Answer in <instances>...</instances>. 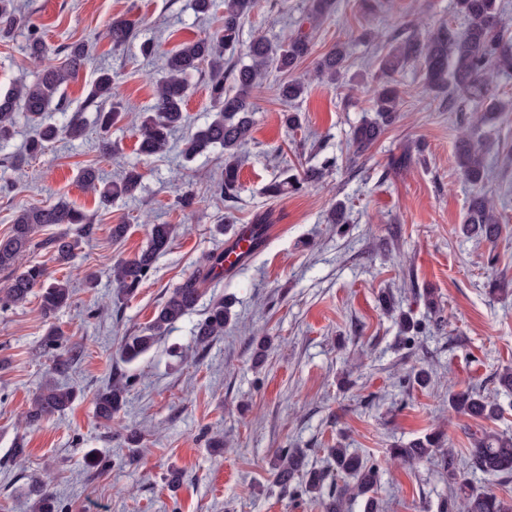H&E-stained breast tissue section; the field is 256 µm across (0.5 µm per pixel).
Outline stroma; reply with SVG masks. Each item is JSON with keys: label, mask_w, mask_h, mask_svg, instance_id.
<instances>
[{"label": "stroma", "mask_w": 512, "mask_h": 512, "mask_svg": "<svg viewBox=\"0 0 512 512\" xmlns=\"http://www.w3.org/2000/svg\"><path fill=\"white\" fill-rule=\"evenodd\" d=\"M30 26L55 48L82 41L87 57L68 84L64 110L45 119L62 125L65 110L83 106L97 73H112L128 108L109 135L88 128L71 141L58 138L45 154L13 167L33 126L19 114L16 133L0 148V236L16 212L65 198L83 211L93 232L73 266L41 248L26 261L70 279V306L45 319L39 299L0 309V512H33L34 486L55 498V512H323V499L283 490L270 463L281 448L306 449L310 464L332 470L328 449L342 447L379 470L382 512H441L452 487L437 459L411 466L391 459L390 448L440 430L444 444L466 457L469 435L480 421L448 405L449 389L475 387L497 397L502 413L493 430L512 434V392L497 375L512 367V295L490 296L491 277H512V160L489 154L486 186L503 216L497 244L466 238L460 226L472 193L454 163L456 139L467 133L466 115L439 107L418 68L400 77L403 98L396 122L361 156L352 131L370 107L366 87L375 83L376 55L400 28L426 34L440 22L460 25L453 0H379L366 11L360 0H336L334 14L310 25L312 56L294 71L308 87L298 102L300 125L287 128L279 85L270 72L254 96L258 109L244 151L247 161L233 200L217 181L224 152L215 148L184 162L180 137L163 154L138 152L139 113L154 103L164 56L179 44L211 33L217 20L199 21L189 0H23ZM308 0H258L244 22L243 41L265 37L280 45L306 18ZM115 19L137 24V39L113 49L108 28ZM28 31L0 41V92L18 79L34 80L40 66L29 59ZM158 53L144 59L139 45ZM350 52L349 78L340 85L312 78L314 59L336 42ZM117 145L102 149L103 138ZM423 161L390 168L393 156L415 143ZM327 166L323 182L279 198L268 197L273 180ZM138 167L144 175L135 198L104 206L79 181L82 169L103 182ZM191 193L194 203L178 199ZM346 221L329 223L336 203ZM262 222L273 229L264 246L236 272L211 282L193 311L133 363L123 362L124 337L145 327L158 305L211 253H219L239 225ZM128 225L113 241L111 228ZM170 224L173 239L133 297L118 299L109 274L118 258L147 244V227ZM96 277L86 283L85 274ZM434 290L448 320L434 326L421 295ZM392 296L421 323L407 341L384 308ZM231 313L222 337L196 343L194 326L212 303ZM78 353L66 376L39 343L49 326ZM270 345L262 364L253 361V337ZM427 384L414 382L419 369ZM130 383L111 422L95 414L94 396L114 375ZM57 380L78 397L64 415L29 427L24 414L39 387ZM136 431L137 445L127 441ZM224 443L212 456L210 440Z\"/></svg>", "instance_id": "stroma-1"}]
</instances>
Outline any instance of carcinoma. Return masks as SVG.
<instances>
[{"label": "carcinoma", "mask_w": 512, "mask_h": 512, "mask_svg": "<svg viewBox=\"0 0 512 512\" xmlns=\"http://www.w3.org/2000/svg\"><path fill=\"white\" fill-rule=\"evenodd\" d=\"M223 5L214 33L183 43L167 54L166 75L156 85L155 103L143 113L138 129V151L144 156H153L167 149L171 133L186 121L184 109L189 76L206 66L214 112L211 120L190 133L182 153L193 159L215 147L222 148L224 173L218 188L224 197L232 198L239 190L240 171L245 162L243 147L250 137L257 111L254 89L262 83L272 64L282 72L294 71L311 54V43L308 34L300 31L278 50L261 37L244 46L240 41L241 29L256 8L257 0H223ZM454 9L465 21L463 29L442 23L422 38L413 32L402 34L378 55L381 81L368 89L375 116L364 117L354 128L355 153L365 152L395 122L400 101L396 76L410 65L420 66L427 90L437 96L448 93V106L459 102L468 108L478 127L492 126L502 113L512 112V100L491 93L492 85L499 78L512 75V36H507L497 0H454ZM335 10L336 0H310L307 19L320 22ZM18 25L15 0H0V40L12 38ZM110 35L112 47H122L136 37V28L127 20H114ZM26 51L32 61L39 62L49 52V46L41 34L32 30L28 33ZM239 51L248 62L232 66V89L227 90L224 88V60ZM56 55L57 62L39 70L32 82L22 79L7 92L0 93V145L12 139L16 113L22 111L35 124V132L27 144V155H41L47 144L60 135L71 139L83 137L86 122L82 112L92 106L96 112L95 124L105 134L102 149L106 152L115 150V144L106 138V134L120 120L125 108L117 98L114 78L107 71L101 72L93 81L86 104L72 113L64 128L41 122L45 112L62 104L61 91L78 77L86 56L85 44H65L56 50ZM347 61L346 48L338 44L316 60L314 76L333 85L339 80ZM304 90L303 81L291 79L279 87V96L292 102L299 99ZM491 145L488 139L469 135L457 142L454 159L457 170L473 188L464 231L494 244L503 227L496 204L485 191L489 176L486 156ZM325 171L324 166L308 167L299 178L288 177L269 183L265 193L276 198L297 192L306 184L321 182ZM81 181L86 189L99 194L100 202L107 205L115 198L135 196L142 188L143 174L133 167L119 181L102 188L98 172L89 167L82 171ZM49 224H67L69 228L47 240L37 239L41 229ZM92 231L89 220L64 198L48 206L20 210L9 234L0 238V270L12 272L7 284L0 289V308L25 304L38 288L43 316L47 319L54 317L71 301L70 281L52 278L39 264L22 265L20 261L27 252L46 245L52 249L57 262L68 265L82 239L90 236ZM172 236L170 224L148 225L146 247L133 258L119 259L112 265L110 278L117 297L133 294L148 279L156 259L167 250ZM223 273L224 253L209 255L203 266L170 292L147 326L136 335L126 337L122 347L124 361L132 362L147 352L195 308L206 283L221 278ZM229 320L230 312L224 301L213 303L194 329L196 340L206 343L220 336ZM41 345L44 351L54 354L55 371L63 373L69 369L71 357L65 350L66 340L55 327L48 328ZM126 388L127 383L116 380L97 391L95 408L100 419L112 421L123 405ZM76 399L74 388L58 383L46 384L32 393L26 420L37 424L62 414ZM448 404L455 412L478 420H495L501 413L494 398L473 389L449 393ZM470 444L472 448L464 461L469 471L489 478L512 474V435L480 428L470 434ZM440 447V434L434 432L402 448H393L391 452L401 461L414 464L430 457ZM328 453L335 458L336 474L349 478V481L329 486L325 512H344V503L359 496L365 498L367 512H377L378 470L375 464L364 461L347 448H330ZM441 466L448 473V481L466 489L464 495L447 503L446 512H512L491 490L469 488L460 482L453 450L441 454ZM273 479L284 489L295 482L300 493L312 495L322 490L326 476L308 467L302 449L282 448L273 463ZM32 493L36 496L35 512H54L52 495L46 489L37 486Z\"/></svg>", "instance_id": "carcinoma-1"}]
</instances>
